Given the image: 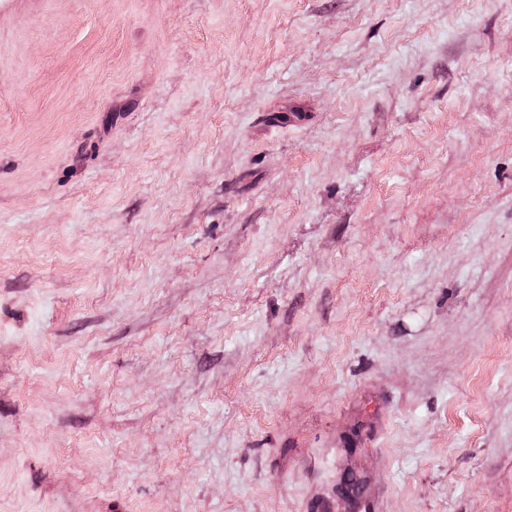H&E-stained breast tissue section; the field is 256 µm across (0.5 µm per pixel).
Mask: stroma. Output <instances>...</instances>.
<instances>
[{
	"label": "stroma",
	"instance_id": "obj_1",
	"mask_svg": "<svg viewBox=\"0 0 512 512\" xmlns=\"http://www.w3.org/2000/svg\"><path fill=\"white\" fill-rule=\"evenodd\" d=\"M512 512V0H0V512Z\"/></svg>",
	"mask_w": 512,
	"mask_h": 512
}]
</instances>
